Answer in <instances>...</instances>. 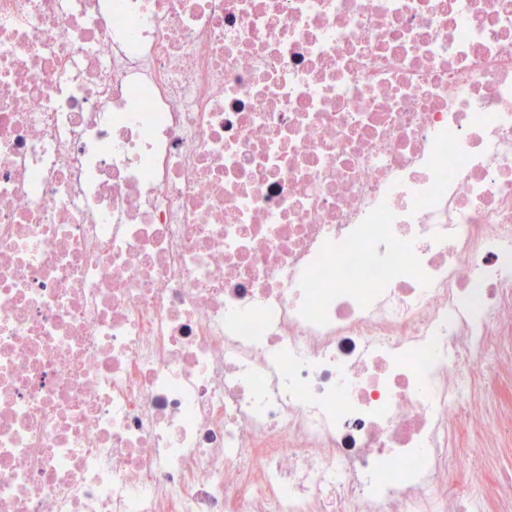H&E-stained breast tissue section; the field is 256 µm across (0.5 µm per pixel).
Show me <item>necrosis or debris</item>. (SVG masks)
<instances>
[{
  "instance_id": "obj_1",
  "label": "necrosis or debris",
  "mask_w": 512,
  "mask_h": 512,
  "mask_svg": "<svg viewBox=\"0 0 512 512\" xmlns=\"http://www.w3.org/2000/svg\"><path fill=\"white\" fill-rule=\"evenodd\" d=\"M512 0H0V512H512Z\"/></svg>"
}]
</instances>
